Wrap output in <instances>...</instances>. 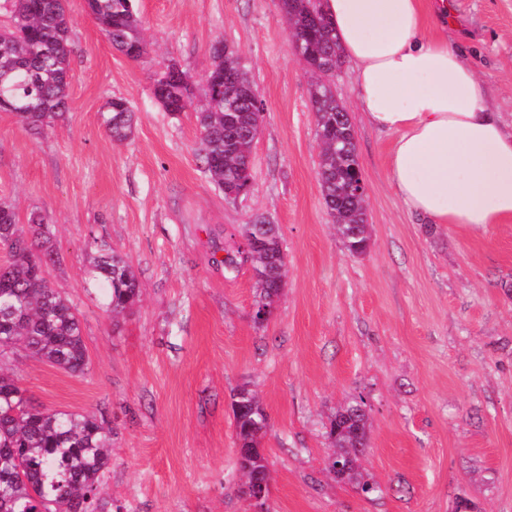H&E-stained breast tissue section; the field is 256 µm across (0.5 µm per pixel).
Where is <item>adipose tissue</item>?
Wrapping results in <instances>:
<instances>
[{"mask_svg":"<svg viewBox=\"0 0 512 512\" xmlns=\"http://www.w3.org/2000/svg\"><path fill=\"white\" fill-rule=\"evenodd\" d=\"M368 124L393 135L388 180L432 224L512 221V132L462 50L440 32L446 0H324Z\"/></svg>","mask_w":512,"mask_h":512,"instance_id":"ef3b65f1","label":"adipose tissue"}]
</instances>
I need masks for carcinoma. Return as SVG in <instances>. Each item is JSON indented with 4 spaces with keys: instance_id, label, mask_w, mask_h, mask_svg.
Returning a JSON list of instances; mask_svg holds the SVG:
<instances>
[{
    "instance_id": "cac0c4a2",
    "label": "carcinoma",
    "mask_w": 512,
    "mask_h": 512,
    "mask_svg": "<svg viewBox=\"0 0 512 512\" xmlns=\"http://www.w3.org/2000/svg\"><path fill=\"white\" fill-rule=\"evenodd\" d=\"M8 23L0 26V98L29 130H42L67 112L71 65L69 20L65 0H9ZM136 0H87L109 43L138 61L146 53ZM291 30L300 42L301 59L311 74L310 102L322 144L318 171L323 203L336 233L353 253L367 250L371 237L366 197L352 188L351 163L356 140L331 78L342 64L336 31L323 0H280ZM256 87L239 59L216 60L209 72L205 103L193 108L200 152L212 182L219 188L253 179L251 151L259 114L252 109ZM115 141L133 134L134 116L127 102L114 98L104 120ZM240 235L251 240L247 256L226 250L224 267L250 263L261 303L283 288L285 264L267 260L281 250L277 225L256 218ZM8 260L0 264V512H110L102 484L111 463L110 435L89 413L38 409L17 376L9 371L15 348L24 347L41 360L72 374L84 372L87 348L78 310L34 269L59 262L44 219L31 214L28 229L18 224L13 206L0 203V245ZM89 276L103 293L105 307L117 317L140 297L139 279L125 259L105 240L90 242ZM354 401L330 421L333 456L354 460L352 478L362 477L361 455L368 447V417L355 413ZM234 427L239 439L257 444L267 415L256 394L240 388L232 395Z\"/></svg>"
}]
</instances>
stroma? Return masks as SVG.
Listing matches in <instances>:
<instances>
[{
	"label": "stroma",
	"instance_id": "35a3bbf8",
	"mask_svg": "<svg viewBox=\"0 0 512 512\" xmlns=\"http://www.w3.org/2000/svg\"><path fill=\"white\" fill-rule=\"evenodd\" d=\"M489 107L512 131V0H447ZM147 53L107 41L85 0H67L69 110L42 132L0 112V199L20 222L46 219L60 261L46 277L81 313L88 365L73 375L18 350L34 405L93 413L112 435L103 495L120 512H252L242 496L232 395L268 415L261 441L269 512H512V223L473 228L410 214L387 178L391 135L368 125L351 64L335 78L368 185L371 242L351 254L326 213L310 76L278 0H137ZM246 60L262 103L253 185L232 203L199 155L193 112L153 96L168 64L194 103L216 41ZM136 114L112 141V99ZM277 224L285 287L268 322L252 318L248 263L216 249L255 217ZM133 266L139 302L113 318L84 270L91 236ZM363 399L365 493L325 471L336 409Z\"/></svg>",
	"mask_w": 512,
	"mask_h": 512
}]
</instances>
